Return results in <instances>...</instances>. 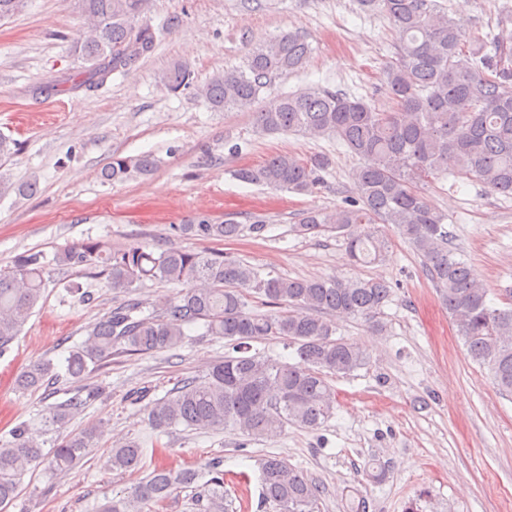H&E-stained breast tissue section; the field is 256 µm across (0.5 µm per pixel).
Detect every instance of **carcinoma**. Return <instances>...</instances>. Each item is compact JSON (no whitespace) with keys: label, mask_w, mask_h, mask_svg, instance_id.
Returning <instances> with one entry per match:
<instances>
[{"label":"carcinoma","mask_w":512,"mask_h":512,"mask_svg":"<svg viewBox=\"0 0 512 512\" xmlns=\"http://www.w3.org/2000/svg\"><path fill=\"white\" fill-rule=\"evenodd\" d=\"M151 0H76L82 31L70 50L85 67V83L99 85L114 74L126 75L156 46L148 13ZM365 12L385 16L399 35L394 60L384 71L392 107L379 109L362 97L319 86L285 94L252 112L264 134L303 132L332 137L362 160L353 180L357 199L348 207L306 210L295 231L343 234L345 251L355 264L380 261L388 241L374 228L392 224L423 260L468 356L486 368L498 390L512 394V299L497 304L471 267L459 256L445 228L443 212L422 186L439 176L476 178L505 196L512 195V31L462 34L438 0H358ZM310 46L298 34L276 35L252 50L243 66L215 72L199 88L218 112L244 110L278 76L300 70ZM188 64L161 74L171 90L190 84ZM157 167L151 154L112 157L102 180L145 178ZM325 156L300 158L279 153L263 163L234 171L236 179L272 190L313 192ZM181 234L202 240L231 239L243 230L235 217L215 220L198 215L178 226ZM59 266L100 267L112 288L129 293L145 281L177 284L181 289L149 310L137 298L113 307L87 331V338L65 360L73 388L70 397L50 408L44 430L53 431L80 414L101 392L84 384L93 369L117 352L141 354L175 349L186 329L224 339L234 353L215 361L205 373L187 378L151 402V429L230 430L250 439L276 437L290 425L319 428L336 409L330 377L349 375L369 362L357 344L336 337L338 318H359L380 331L392 288L383 280L339 276L302 279L269 276L220 253L171 247L160 253L146 246L105 250L82 242L58 253ZM47 262L43 254L18 256L0 269V354L20 335L44 298ZM258 295L273 311L248 309ZM273 337L288 341L298 362L250 353V342ZM59 376L50 360L31 363L17 378L21 391L39 390ZM96 435L55 440L46 453L39 435L22 422L0 442V512L18 498L28 466L48 461L68 472L86 456ZM137 441L112 448L110 468L136 473L142 461ZM223 461L202 468L172 470L157 466L127 494L99 506L98 512H144L207 478L201 512H224ZM262 497L280 512H317L322 490L284 460L261 463Z\"/></svg>","instance_id":"cac0c4a2"}]
</instances>
